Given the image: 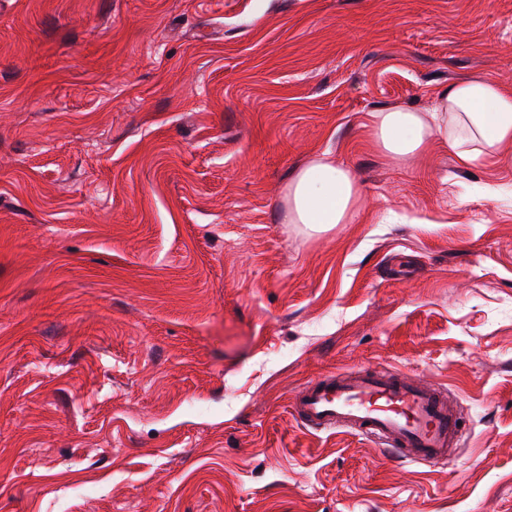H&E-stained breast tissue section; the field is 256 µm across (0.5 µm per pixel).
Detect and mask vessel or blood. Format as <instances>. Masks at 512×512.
<instances>
[{"mask_svg": "<svg viewBox=\"0 0 512 512\" xmlns=\"http://www.w3.org/2000/svg\"><path fill=\"white\" fill-rule=\"evenodd\" d=\"M291 410L311 429H347L405 461L446 462L461 440L447 391L393 370L327 374L305 385Z\"/></svg>", "mask_w": 512, "mask_h": 512, "instance_id": "vessel-or-blood-1", "label": "vessel or blood"}]
</instances>
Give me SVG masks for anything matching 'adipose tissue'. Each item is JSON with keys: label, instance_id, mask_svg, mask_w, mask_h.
I'll return each mask as SVG.
<instances>
[{"label": "adipose tissue", "instance_id": "adipose-tissue-1", "mask_svg": "<svg viewBox=\"0 0 512 512\" xmlns=\"http://www.w3.org/2000/svg\"><path fill=\"white\" fill-rule=\"evenodd\" d=\"M368 136L378 151L402 167L413 165L436 142L467 168L512 144V91L487 78L460 80L439 92L432 109L391 106L372 112ZM361 197L353 172L325 151L290 175L281 221L326 233L336 225L355 223Z\"/></svg>", "mask_w": 512, "mask_h": 512}]
</instances>
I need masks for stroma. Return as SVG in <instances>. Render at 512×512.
<instances>
[{"instance_id":"obj_1","label":"stroma","mask_w":512,"mask_h":512,"mask_svg":"<svg viewBox=\"0 0 512 512\" xmlns=\"http://www.w3.org/2000/svg\"><path fill=\"white\" fill-rule=\"evenodd\" d=\"M475 77L512 0H0V512H512V147L367 135ZM327 150L356 223H282ZM356 368L446 389L452 458L292 416Z\"/></svg>"}]
</instances>
